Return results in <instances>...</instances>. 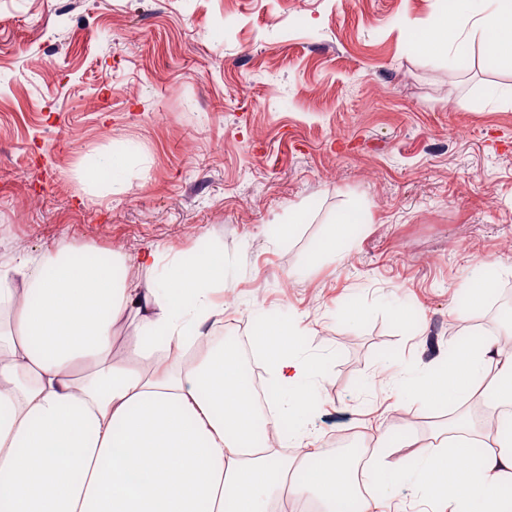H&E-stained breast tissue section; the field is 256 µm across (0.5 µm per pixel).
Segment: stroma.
I'll list each match as a JSON object with an SVG mask.
<instances>
[{
  "label": "stroma",
  "mask_w": 512,
  "mask_h": 512,
  "mask_svg": "<svg viewBox=\"0 0 512 512\" xmlns=\"http://www.w3.org/2000/svg\"><path fill=\"white\" fill-rule=\"evenodd\" d=\"M444 0H0V263L60 245L224 256L220 336L294 326L324 385L322 445L435 442L447 402L373 377L454 348L448 314L488 262L512 292V61L455 72L414 37ZM132 150L121 191L76 169ZM358 224L319 250L344 213ZM293 224L290 235L283 225Z\"/></svg>",
  "instance_id": "stroma-1"
}]
</instances>
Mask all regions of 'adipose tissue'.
<instances>
[{
  "instance_id": "1",
  "label": "adipose tissue",
  "mask_w": 512,
  "mask_h": 512,
  "mask_svg": "<svg viewBox=\"0 0 512 512\" xmlns=\"http://www.w3.org/2000/svg\"><path fill=\"white\" fill-rule=\"evenodd\" d=\"M480 35L496 57L512 47V0H455L417 40L425 53H461ZM133 152L81 171L92 189L123 185ZM130 277L120 255L64 246L0 265V512H292L303 496L321 512H348L351 469L313 437L284 429L321 388L317 361L301 357L292 327L269 322L250 340L274 384L276 411L259 414L234 349L210 343L224 322L215 299L224 261L209 251L160 265L154 249ZM137 320L136 355L151 372L111 357L112 335ZM201 358L187 354L199 342ZM494 374L491 408H512V352L480 339L455 348L440 374H393L396 398L457 406ZM272 433L304 457L257 442ZM446 448L417 451L414 468L372 453L380 486L405 487L439 512H512V434L483 447L467 413L449 423Z\"/></svg>"
}]
</instances>
